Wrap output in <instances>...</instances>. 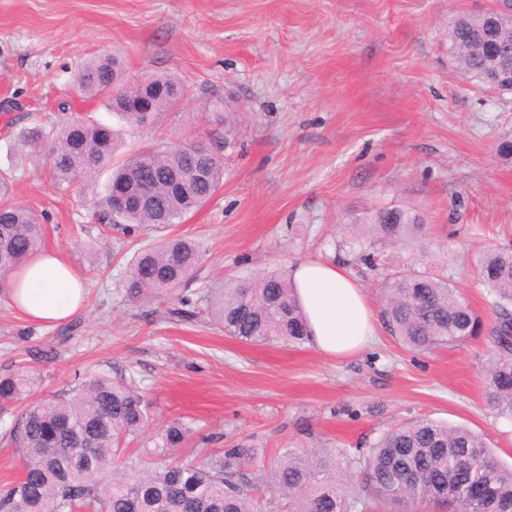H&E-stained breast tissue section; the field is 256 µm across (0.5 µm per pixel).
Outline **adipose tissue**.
Segmentation results:
<instances>
[{"label":"adipose tissue","mask_w":512,"mask_h":512,"mask_svg":"<svg viewBox=\"0 0 512 512\" xmlns=\"http://www.w3.org/2000/svg\"><path fill=\"white\" fill-rule=\"evenodd\" d=\"M307 318L313 347L342 358L373 343L375 315L358 279L340 263L307 259L288 272ZM10 305L27 321L55 326L74 315L85 300L80 276L54 250H42L6 277Z\"/></svg>","instance_id":"ef3b65f1"}]
</instances>
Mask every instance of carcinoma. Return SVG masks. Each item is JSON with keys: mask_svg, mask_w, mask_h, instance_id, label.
<instances>
[{"mask_svg": "<svg viewBox=\"0 0 512 512\" xmlns=\"http://www.w3.org/2000/svg\"><path fill=\"white\" fill-rule=\"evenodd\" d=\"M449 38L462 76L480 85L502 65L512 77V32L481 18L457 14ZM122 65L112 55L86 62L74 96L103 97L133 130L143 117L124 111L112 95ZM151 118L174 110L182 88L171 76H151ZM24 156L49 165L53 182L91 180L112 162L117 133L80 117H65L49 129L21 128ZM223 142L184 146L147 145L112 169L98 200L100 218L125 233L179 224L217 192L224 178ZM127 204L112 209V191ZM359 259L375 266L377 247L419 249L426 221L413 208L385 206L351 218L346 225ZM43 226L23 206L0 204V275L41 249ZM202 253L186 237L162 238L138 252L125 282L136 303L175 295L194 278ZM479 277L493 296V322L483 319L448 279L412 261L390 271L381 283L383 317L390 335L413 352L431 353L477 336L489 341L485 401L495 416L512 419V248L484 252ZM224 334L247 344L299 346L308 341L307 322L286 276L269 271L224 286L215 307ZM27 377L0 380V413L26 392ZM148 404L132 377L96 372L82 378L61 400L26 404L3 442L16 448L20 480L0 487V512H257L243 487L242 468H258L260 483L273 488L277 512H348L362 497L398 504L413 512L431 505L439 512H512V466L501 463L484 438L465 426L419 419L385 432L358 460L362 479L354 486L336 477V452L293 450L261 459L253 448L183 462L191 429L180 420L161 428L153 446L128 453L148 422ZM486 490L474 499L469 490Z\"/></svg>", "mask_w": 512, "mask_h": 512, "instance_id": "obj_1", "label": "carcinoma"}]
</instances>
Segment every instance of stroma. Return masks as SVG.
<instances>
[{
  "instance_id": "1",
  "label": "stroma",
  "mask_w": 512,
  "mask_h": 512,
  "mask_svg": "<svg viewBox=\"0 0 512 512\" xmlns=\"http://www.w3.org/2000/svg\"><path fill=\"white\" fill-rule=\"evenodd\" d=\"M493 0H0V172L9 198L45 227L86 283L65 324L24 320L0 282V379L28 372L24 402L60 399L88 372L133 375L151 405L140 442L183 418L203 448H344L350 457L388 429L428 417L484 435L512 465V421L484 399L487 340L416 354L386 327L345 359L312 345H247L225 336L208 295L226 281L343 262L381 309V279L343 246L352 216L392 205L421 211L433 269L481 317L490 297L477 266L512 247V93L455 68L449 24ZM118 55L123 80L176 76L186 95L139 134L99 99H72L78 67ZM73 113L122 131L120 155L145 145L224 140L212 199L165 232L124 234L94 218L109 173L56 186L21 156L12 126ZM233 137H226L227 127ZM198 242L203 262L178 295L130 301L135 252L159 235Z\"/></svg>"
}]
</instances>
